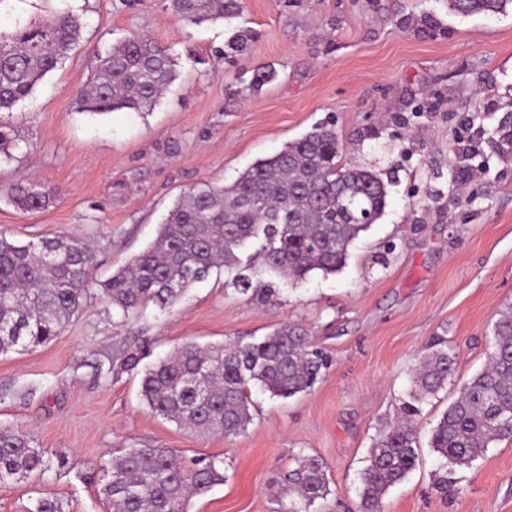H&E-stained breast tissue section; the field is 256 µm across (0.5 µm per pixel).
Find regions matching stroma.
<instances>
[{
  "mask_svg": "<svg viewBox=\"0 0 512 512\" xmlns=\"http://www.w3.org/2000/svg\"><path fill=\"white\" fill-rule=\"evenodd\" d=\"M66 9L80 41L9 119L17 140L0 183L57 187L46 208L0 201V231L18 244L62 235L95 251L107 279L156 237L191 187L225 185L255 161L332 122L346 158L388 185L384 215L354 241L337 272L279 283L261 302L218 269L165 312L121 317L88 299L47 344L0 354V426L63 459L0 484V512L51 497L64 512H106L96 479L113 452L162 448L186 467L221 462L223 482L187 512H286L276 490L298 457L326 465L318 512H357L359 473L397 412L433 337L456 369L415 416L419 458L384 500L385 512H512V439L458 469V493L433 484L430 434L489 354L500 310L512 306V160L500 127L512 115V9L450 13L448 0H243L240 16L192 24L170 0H0V29ZM254 37L227 61L231 29ZM146 35L174 55L178 77L149 112L79 111V91L112 46ZM275 78L259 91L255 68ZM303 325L331 363L309 392L276 399L252 389L240 435H200L155 415L136 373L109 374L129 346L151 360L187 342L257 340Z\"/></svg>",
  "mask_w": 512,
  "mask_h": 512,
  "instance_id": "1",
  "label": "stroma"
}]
</instances>
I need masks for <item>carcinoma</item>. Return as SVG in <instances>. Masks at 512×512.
Listing matches in <instances>:
<instances>
[{
    "label": "carcinoma",
    "instance_id": "cac0c4a2",
    "mask_svg": "<svg viewBox=\"0 0 512 512\" xmlns=\"http://www.w3.org/2000/svg\"><path fill=\"white\" fill-rule=\"evenodd\" d=\"M175 18L200 24L239 15L241 0H170ZM512 0H448L459 15L505 12ZM82 23L59 10L45 19L0 31V115L29 98L38 83L74 49ZM253 38L235 29L224 55L246 52ZM177 78L173 55L147 36H132L100 59L77 103L89 112H148ZM55 190L33 180L0 185V197L24 212L45 208ZM388 185L374 170L343 161L331 125H320L276 154L260 159L229 185L203 183L184 193L169 210L150 246L95 289L96 254L74 236L17 245L0 232V354L37 347L58 336L81 303L98 297L123 317L148 306L163 312L183 291L214 268L235 272L232 282L251 291V258L257 246L262 272L297 284L311 272L332 273L347 263L349 249L368 229L362 212L376 222L385 212ZM145 347L126 351L111 371L141 372V396L152 412L192 431L226 437L252 421L250 386L273 397L311 390L329 359L309 343L308 332L283 323L252 342L201 346L187 342L165 359L142 365ZM454 355L434 341L412 380L398 421L380 430L360 473V512H384L388 491L415 467L418 452L411 418L415 403L448 386ZM512 437V307L500 312L486 367L460 389L433 428L430 448L441 460L436 486L455 494L454 467L483 457L489 445ZM52 460L32 446L29 435L0 427V484L51 469ZM224 481L216 460L187 471L161 448H126L112 455L98 479L110 512H186L188 499ZM289 512H314L330 491L326 466L305 457L288 470Z\"/></svg>",
    "mask_w": 512,
    "mask_h": 512
}]
</instances>
